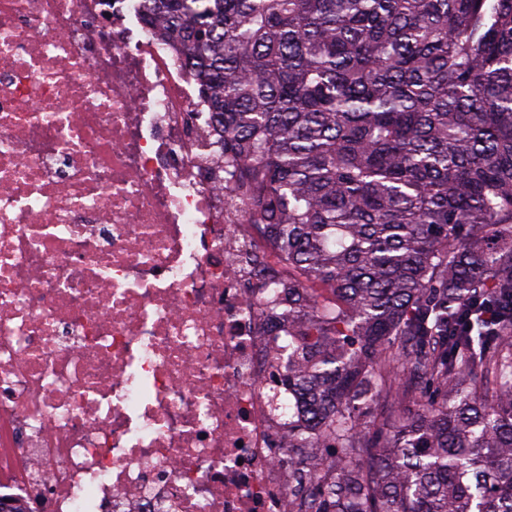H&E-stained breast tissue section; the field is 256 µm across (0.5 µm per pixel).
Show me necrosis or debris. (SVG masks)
<instances>
[{"instance_id":"obj_1","label":"necrosis or debris","mask_w":512,"mask_h":512,"mask_svg":"<svg viewBox=\"0 0 512 512\" xmlns=\"http://www.w3.org/2000/svg\"><path fill=\"white\" fill-rule=\"evenodd\" d=\"M182 61L141 0H0V501L28 512H288V258L227 206Z\"/></svg>"}]
</instances>
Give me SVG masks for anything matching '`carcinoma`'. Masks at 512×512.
<instances>
[{"label": "carcinoma", "mask_w": 512, "mask_h": 512, "mask_svg": "<svg viewBox=\"0 0 512 512\" xmlns=\"http://www.w3.org/2000/svg\"><path fill=\"white\" fill-rule=\"evenodd\" d=\"M145 2L288 256L294 512H512V0Z\"/></svg>", "instance_id": "1"}]
</instances>
